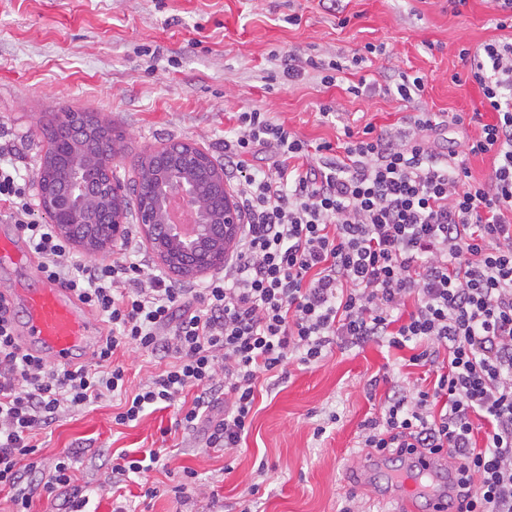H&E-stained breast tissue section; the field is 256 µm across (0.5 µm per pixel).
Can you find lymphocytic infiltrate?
<instances>
[{"label":"lymphocytic infiltrate","mask_w":512,"mask_h":512,"mask_svg":"<svg viewBox=\"0 0 512 512\" xmlns=\"http://www.w3.org/2000/svg\"><path fill=\"white\" fill-rule=\"evenodd\" d=\"M482 94L470 112L403 116V132L344 128L341 150L311 145L267 113H237L224 143V179L246 222L224 271L176 288L140 257L127 229L106 265L78 261L44 223L18 174L0 168V202L46 275L69 288L108 330L89 362L47 366L23 350L0 298V490L15 512L34 494L66 491L65 512H85L73 452L22 464L39 430L120 396L116 424L175 408L231 454L249 431L261 375L285 381L290 359L322 362L333 346L370 341L412 348L431 387L394 385L363 421L361 447L390 456L442 454L456 472L461 512H512V42L461 49ZM456 128L460 151L438 152L431 132ZM269 151L268 170L250 157ZM490 155L491 171L471 174ZM164 353L166 369L134 395L116 354L128 345ZM222 391L224 407L208 396Z\"/></svg>","instance_id":"lymphocytic-infiltrate-1"}]
</instances>
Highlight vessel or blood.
<instances>
[{
    "label": "vessel or blood",
    "instance_id": "1",
    "mask_svg": "<svg viewBox=\"0 0 512 512\" xmlns=\"http://www.w3.org/2000/svg\"><path fill=\"white\" fill-rule=\"evenodd\" d=\"M21 233L0 236V258L24 263L29 281L9 293L8 300L25 316L16 325V336L28 352L72 363L76 355H92L104 338L103 323L76 296L58 282L48 279L39 261L20 249ZM363 465L373 480L399 483L406 512H415L418 498H428L432 512H458L452 497L454 471L446 457L412 454L399 471L374 452L363 454Z\"/></svg>",
    "mask_w": 512,
    "mask_h": 512
}]
</instances>
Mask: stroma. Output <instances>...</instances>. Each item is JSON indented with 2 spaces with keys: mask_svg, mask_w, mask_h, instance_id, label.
Returning <instances> with one entry per match:
<instances>
[{
  "mask_svg": "<svg viewBox=\"0 0 512 512\" xmlns=\"http://www.w3.org/2000/svg\"><path fill=\"white\" fill-rule=\"evenodd\" d=\"M495 18L489 0H468L460 16L448 0H341L336 12L322 0H0V164L36 182L47 149L41 126L67 107L122 133L113 171L128 186L139 156L178 140L223 163L233 113L252 107L315 145L336 142L346 125L395 124L401 104L386 87L402 71L425 81L409 114L470 112L480 93L459 51L512 37ZM369 43L384 53L333 85L310 67L283 77L290 54L326 63ZM325 104L337 106L335 122L322 119ZM409 355L369 343L335 348L316 366L290 362L287 382L264 381L246 442L231 456L204 450L201 433L177 428L171 408L115 424L119 406L107 399L41 430L34 458L74 452L90 512H397L400 499L373 500L356 441L391 382L422 384L427 369L407 365ZM154 448L169 449L164 464L113 496L118 455ZM187 470L198 485L179 500L173 488Z\"/></svg>",
  "mask_w": 512,
  "mask_h": 512,
  "instance_id": "35a3bbf8",
  "label": "stroma"
}]
</instances>
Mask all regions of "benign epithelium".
<instances>
[{
    "label": "benign epithelium",
    "instance_id": "1",
    "mask_svg": "<svg viewBox=\"0 0 512 512\" xmlns=\"http://www.w3.org/2000/svg\"><path fill=\"white\" fill-rule=\"evenodd\" d=\"M67 147L73 164L60 175L38 179L40 202L59 233L89 257H104L125 231L124 213L118 203L124 196L122 184L113 177V148H102L92 157L78 154L87 139L95 115L67 113ZM166 152L177 176L161 190L154 189L158 175L146 168L139 180L149 188L138 211L142 238L159 263L179 278H196L224 265L228 247L240 233L244 217L224 187V170L205 163L208 153L193 144L188 151L166 145L153 153ZM178 197L194 215V233L187 236L181 225L166 215L168 201Z\"/></svg>",
    "mask_w": 512,
    "mask_h": 512
}]
</instances>
